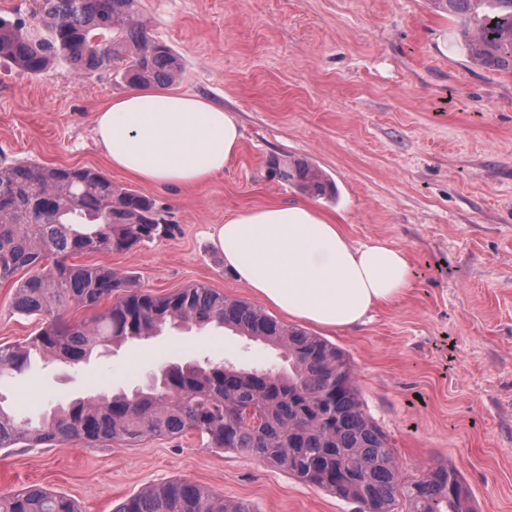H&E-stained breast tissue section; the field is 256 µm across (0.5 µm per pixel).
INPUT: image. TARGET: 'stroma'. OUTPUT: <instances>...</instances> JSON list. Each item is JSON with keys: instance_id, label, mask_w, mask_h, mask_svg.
Wrapping results in <instances>:
<instances>
[{"instance_id": "1", "label": "stroma", "mask_w": 512, "mask_h": 512, "mask_svg": "<svg viewBox=\"0 0 512 512\" xmlns=\"http://www.w3.org/2000/svg\"><path fill=\"white\" fill-rule=\"evenodd\" d=\"M153 38L182 63L176 87L231 112L242 140L222 175L147 193L172 235L128 252L74 256L130 275L158 295L203 284L252 300L224 267L214 227L272 202H314L352 242L405 250L410 286L357 326L326 332L356 372L364 409L406 478L435 462L458 469L477 512H512V75L471 64L454 19L430 0H142ZM112 73L54 66L38 75L0 60V163L89 167L113 184L94 114L128 90ZM303 158L337 188L309 198L271 176V158ZM0 284V344L35 335L40 317ZM224 358L283 367L274 348L228 329L166 328L77 369L33 359L0 381V400L39 419L78 395L146 385L163 365ZM181 478L253 512H356L355 504L266 461L208 450L198 436L131 447L0 450V494L31 484L82 512Z\"/></svg>"}]
</instances>
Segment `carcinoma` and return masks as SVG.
Listing matches in <instances>:
<instances>
[{
  "instance_id": "1",
  "label": "carcinoma",
  "mask_w": 512,
  "mask_h": 512,
  "mask_svg": "<svg viewBox=\"0 0 512 512\" xmlns=\"http://www.w3.org/2000/svg\"><path fill=\"white\" fill-rule=\"evenodd\" d=\"M459 20L457 43L470 61L512 74V0H430ZM34 22L0 15V58L37 74L66 65L81 76L112 72L133 86L172 84L179 58L147 32L141 0H33ZM272 174L313 196L332 183L304 159L272 160ZM172 233L155 200L98 171L35 163L0 164V283L18 272L14 307L45 317L38 334L0 345V380L24 372L38 351L79 364L101 347L147 340L167 326L230 329L281 349L288 370L230 361L166 364L132 393H98L62 403L37 424L0 404V448L133 445L147 436L195 431L207 447L255 456L300 481L356 504L358 512H476L453 467L436 463L407 480L384 432L366 413L350 358L336 344L284 324L258 305L197 284L156 295L125 273L68 259L129 251ZM108 303L98 310L102 303ZM91 312L69 321L70 309ZM0 512H81L77 503L32 485L0 496ZM112 512H252L183 479L149 486Z\"/></svg>"
}]
</instances>
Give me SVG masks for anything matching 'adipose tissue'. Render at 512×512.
<instances>
[{"mask_svg": "<svg viewBox=\"0 0 512 512\" xmlns=\"http://www.w3.org/2000/svg\"><path fill=\"white\" fill-rule=\"evenodd\" d=\"M112 167L147 186L196 187L223 173L241 133L222 107L189 92L135 87L94 118ZM215 243L234 278L268 306L324 330L394 304L410 282L405 250L353 243L308 203H271L225 220Z\"/></svg>", "mask_w": 512, "mask_h": 512, "instance_id": "adipose-tissue-1", "label": "adipose tissue"}]
</instances>
